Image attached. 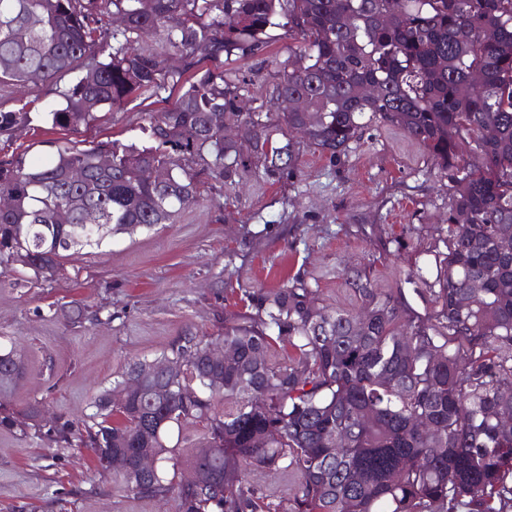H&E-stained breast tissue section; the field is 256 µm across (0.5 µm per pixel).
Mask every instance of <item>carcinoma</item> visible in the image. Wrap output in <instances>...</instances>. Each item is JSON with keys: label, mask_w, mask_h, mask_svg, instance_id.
Listing matches in <instances>:
<instances>
[{"label": "carcinoma", "mask_w": 512, "mask_h": 512, "mask_svg": "<svg viewBox=\"0 0 512 512\" xmlns=\"http://www.w3.org/2000/svg\"><path fill=\"white\" fill-rule=\"evenodd\" d=\"M273 28L293 43L274 104L306 102L277 126L241 110L247 82L228 68L261 57ZM476 70L483 84L464 90ZM39 82L59 101L34 112L23 96ZM364 84L377 95L359 97ZM146 91L162 108L141 128L145 145L0 158V266L23 253L25 272L46 279L84 247L172 223L200 197L201 170L227 182L247 167L259 177L290 169V131L334 160L378 117L454 183L447 252L416 289L432 313L423 319L402 290L358 270L345 283L359 312L322 304L294 277L246 293L249 311L216 334L173 339L156 362L182 368L122 403L111 399L140 360L84 419L44 426L37 403L3 412L0 427L110 448L130 467L113 472L122 490L172 512H512V250L501 249L512 242V0H0V93L19 103L0 108V141L22 128H89ZM147 168L165 179L145 180ZM280 344L295 355L277 363ZM219 346L235 357L216 366L207 352ZM22 374V353L0 351V391ZM185 425L202 426L203 442L180 460L167 441ZM148 450L158 463L142 478L134 468ZM180 467L197 479L169 476ZM257 471L288 477L289 496L261 494Z\"/></svg>", "instance_id": "carcinoma-1"}]
</instances>
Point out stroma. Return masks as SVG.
Returning a JSON list of instances; mask_svg holds the SVG:
<instances>
[{"label": "stroma", "instance_id": "1", "mask_svg": "<svg viewBox=\"0 0 512 512\" xmlns=\"http://www.w3.org/2000/svg\"><path fill=\"white\" fill-rule=\"evenodd\" d=\"M282 29L271 31L263 67L245 109L278 122L270 100L288 57ZM156 107L139 96L100 125L56 135L58 146L100 141L145 143L141 126ZM289 175L232 185L200 173L201 197L171 224L117 234L64 262L51 280L0 267V348L18 347L26 374L0 393L19 409L39 402L51 414L89 412L94 398L135 360H153L186 330L211 334L216 317L242 312L245 292L280 288L307 275L323 304L352 307L343 271L364 270L375 287L403 289L418 314L429 305L413 291L434 280L444 251L451 184L402 131L371 120L340 158L302 139ZM83 321H75V312ZM110 324H91L93 315ZM0 512H162L100 475L91 450L0 429Z\"/></svg>", "mask_w": 512, "mask_h": 512}]
</instances>
